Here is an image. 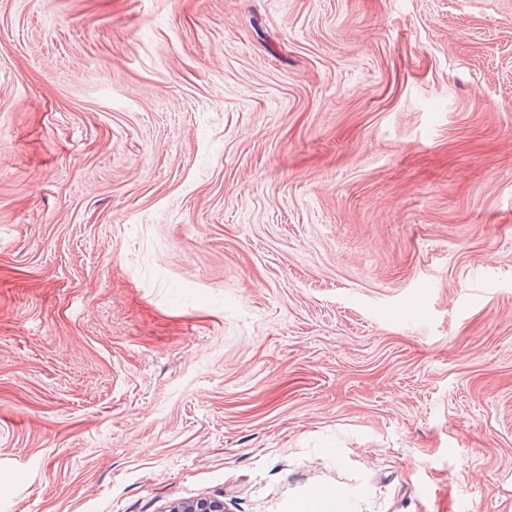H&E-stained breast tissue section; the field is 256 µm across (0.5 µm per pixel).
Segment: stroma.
<instances>
[{
  "label": "stroma",
  "mask_w": 512,
  "mask_h": 512,
  "mask_svg": "<svg viewBox=\"0 0 512 512\" xmlns=\"http://www.w3.org/2000/svg\"><path fill=\"white\" fill-rule=\"evenodd\" d=\"M512 512V0H0V512ZM345 493L341 488H336V491L322 494L320 492L312 493L301 501L312 503L316 510H310L312 512H339L342 510L343 499ZM336 501V510L333 508V503Z\"/></svg>",
  "instance_id": "obj_1"
}]
</instances>
